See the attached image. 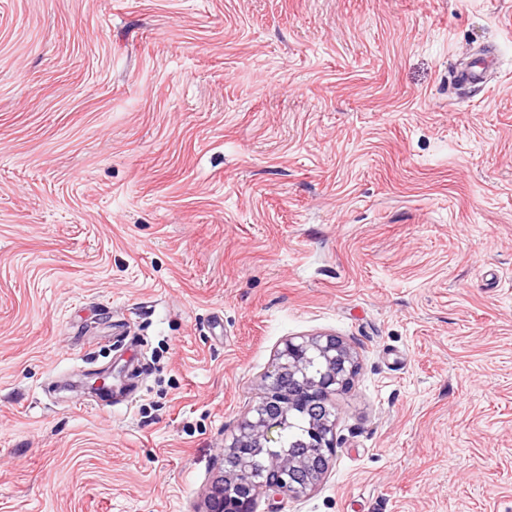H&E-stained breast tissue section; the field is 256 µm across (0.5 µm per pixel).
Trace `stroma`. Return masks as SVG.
<instances>
[{"label": "stroma", "instance_id": "obj_1", "mask_svg": "<svg viewBox=\"0 0 512 512\" xmlns=\"http://www.w3.org/2000/svg\"><path fill=\"white\" fill-rule=\"evenodd\" d=\"M320 334L336 453L255 512H512V0H0V512H206ZM494 64V59L486 55L482 58L481 65L464 66L456 70L454 80L458 84L482 83L487 73L493 70ZM476 67L479 69H475Z\"/></svg>", "mask_w": 512, "mask_h": 512}]
</instances>
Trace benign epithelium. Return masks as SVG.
I'll return each instance as SVG.
<instances>
[{
    "mask_svg": "<svg viewBox=\"0 0 512 512\" xmlns=\"http://www.w3.org/2000/svg\"><path fill=\"white\" fill-rule=\"evenodd\" d=\"M357 369L353 353L336 336L283 343L257 400L224 448V478L215 484L222 512H254L259 491L299 498L321 482L336 453L333 398L351 388ZM295 409L308 418L306 451L265 454L279 443Z\"/></svg>",
    "mask_w": 512,
    "mask_h": 512,
    "instance_id": "obj_1",
    "label": "benign epithelium"
}]
</instances>
